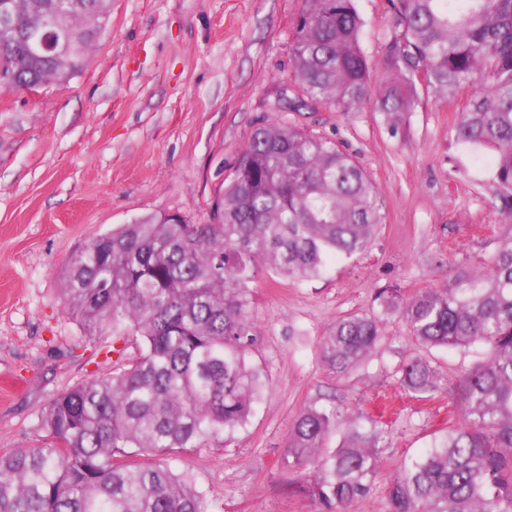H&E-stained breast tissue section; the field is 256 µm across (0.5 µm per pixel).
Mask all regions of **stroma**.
I'll return each mask as SVG.
<instances>
[{"label":"stroma","instance_id":"35a3bbf8","mask_svg":"<svg viewBox=\"0 0 512 512\" xmlns=\"http://www.w3.org/2000/svg\"><path fill=\"white\" fill-rule=\"evenodd\" d=\"M372 81L392 31L390 0H355ZM304 0H112L86 69L38 92L0 87V451L40 444L38 416L59 393L110 374L111 332L81 338L63 288L71 257L96 235L142 216L177 212L205 224L251 132L292 123L334 141L368 173L384 219L360 255L318 278L260 270L252 360L264 389L230 441L174 463L205 512H317L292 490L288 435L312 404L381 417L380 466L349 512H387L385 482L405 457L447 432L459 380L486 350L436 349L442 386L421 399L399 383L416 352L404 320L383 314L386 288L410 295L486 268L504 224L489 200L491 152L453 127L463 96L425 94L391 133L373 101L345 110H275L291 92L289 50ZM377 314L382 336L357 368L332 373L320 341L336 320Z\"/></svg>","mask_w":512,"mask_h":512}]
</instances>
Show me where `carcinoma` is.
I'll list each match as a JSON object with an SVG mask.
<instances>
[{
  "label": "carcinoma",
  "mask_w": 512,
  "mask_h": 512,
  "mask_svg": "<svg viewBox=\"0 0 512 512\" xmlns=\"http://www.w3.org/2000/svg\"><path fill=\"white\" fill-rule=\"evenodd\" d=\"M4 1L14 27L0 29V70L18 86L81 71L110 18L111 0ZM390 2L386 77L373 94L354 0H305L289 59L298 104L289 109L348 108L373 96L395 133L420 91L445 99L469 88L455 136L492 151L491 204L511 223L512 0ZM61 7V48L30 51L22 32ZM383 208L368 174L332 140L276 122L253 130L210 223L151 214L78 250L64 294L82 337L110 328L117 342L134 338L139 354L113 349L111 375L63 391L41 411V445L0 452V512H204L171 462L228 439L254 413L258 271L321 276L330 260L366 250ZM380 296L420 346L488 350L457 386L458 424L390 478L388 512H512V234L485 269H463L445 288ZM381 322L358 314L336 321L321 342L322 363L336 374L358 367L376 348ZM398 373L420 398L440 390L425 358L409 357ZM339 424L341 442L329 449ZM145 455L159 462L133 460ZM379 460L377 421L359 410L307 406L289 434L287 467L318 512H348L371 491Z\"/></svg>",
  "instance_id": "1"
}]
</instances>
